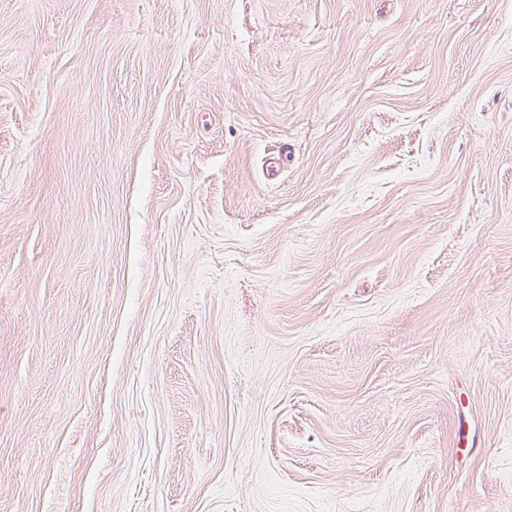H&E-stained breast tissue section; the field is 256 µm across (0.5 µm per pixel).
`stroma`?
<instances>
[{
  "mask_svg": "<svg viewBox=\"0 0 512 512\" xmlns=\"http://www.w3.org/2000/svg\"><path fill=\"white\" fill-rule=\"evenodd\" d=\"M0 512H512V0H0Z\"/></svg>",
  "mask_w": 512,
  "mask_h": 512,
  "instance_id": "35a3bbf8",
  "label": "stroma"
}]
</instances>
